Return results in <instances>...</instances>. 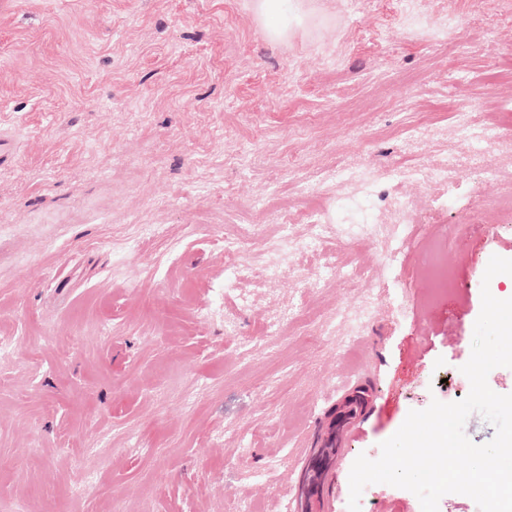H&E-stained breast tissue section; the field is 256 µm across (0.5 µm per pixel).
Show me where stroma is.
Segmentation results:
<instances>
[{
  "label": "stroma",
  "mask_w": 512,
  "mask_h": 512,
  "mask_svg": "<svg viewBox=\"0 0 512 512\" xmlns=\"http://www.w3.org/2000/svg\"><path fill=\"white\" fill-rule=\"evenodd\" d=\"M304 2L274 41L254 0H0V512H288L337 382L365 371L348 512L359 455L468 395L481 288L512 282L483 280L512 259V0H424L414 20L395 0ZM458 110L501 137L474 153ZM448 159L450 184L387 179ZM339 166L378 183L374 232L225 291V237L256 262L277 211L333 205ZM398 198L418 213L401 233ZM438 257L456 272L439 300ZM367 290L375 318L346 344ZM363 496L421 512L388 484Z\"/></svg>",
  "instance_id": "stroma-1"
}]
</instances>
